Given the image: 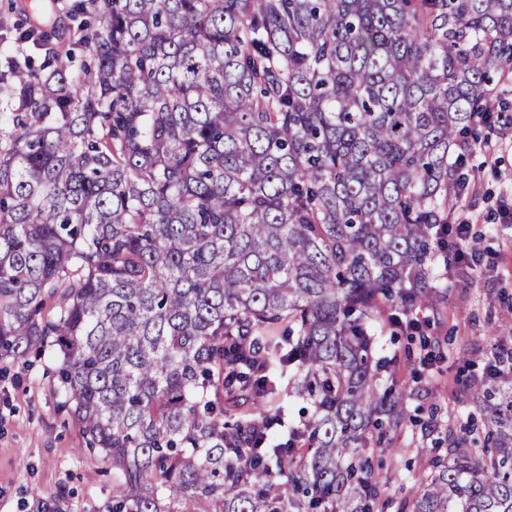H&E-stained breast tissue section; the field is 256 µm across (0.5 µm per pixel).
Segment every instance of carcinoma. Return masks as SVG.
Listing matches in <instances>:
<instances>
[{
  "mask_svg": "<svg viewBox=\"0 0 512 512\" xmlns=\"http://www.w3.org/2000/svg\"><path fill=\"white\" fill-rule=\"evenodd\" d=\"M0 51V358L54 348L106 512H512V335L411 496L422 421L374 329L459 253V165L512 72V0H75ZM56 314L39 316L45 298ZM288 379L302 418L276 438ZM252 401L240 416L224 394ZM397 446L404 448L407 453L401 452L396 455L387 456L384 459L383 476L390 477V484L387 486L386 494L395 497L408 494L413 490V481L410 478L401 479L399 474L408 475L404 470L405 461H411V468L418 470L423 459L433 455L432 445L430 443L422 444L419 438L413 436L410 430H407L396 438Z\"/></svg>",
  "mask_w": 512,
  "mask_h": 512,
  "instance_id": "1",
  "label": "carcinoma"
}]
</instances>
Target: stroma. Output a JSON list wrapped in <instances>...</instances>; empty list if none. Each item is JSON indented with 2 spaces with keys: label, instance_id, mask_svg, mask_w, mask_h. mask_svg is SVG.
Returning <instances> with one entry per match:
<instances>
[{
  "label": "stroma",
  "instance_id": "stroma-1",
  "mask_svg": "<svg viewBox=\"0 0 512 512\" xmlns=\"http://www.w3.org/2000/svg\"><path fill=\"white\" fill-rule=\"evenodd\" d=\"M491 110L490 122L478 128L479 141L512 135L511 86H497ZM464 173L477 175V193L453 211L451 221H470L471 232L459 246L477 253L481 266L462 262L449 269L436 259L442 295L418 311L448 359L433 366L430 381L419 380L418 342L392 333L387 321L377 325L379 355L396 359L393 380L418 389L420 403H437L445 420L466 418V385L482 378L499 330L512 326V228L501 222L503 207L512 205V151L496 167L468 156ZM58 366L49 346L0 359V512H104L112 493V465L85 450L82 426L63 404ZM396 444L401 451L385 458L382 473L390 479L388 494L399 497L413 489L405 465L419 467L433 450L408 431Z\"/></svg>",
  "mask_w": 512,
  "mask_h": 512
}]
</instances>
